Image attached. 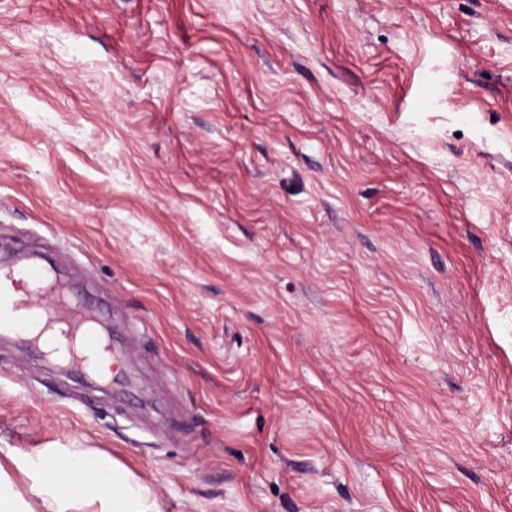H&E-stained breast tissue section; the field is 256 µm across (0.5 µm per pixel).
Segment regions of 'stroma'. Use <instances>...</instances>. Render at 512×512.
I'll return each instance as SVG.
<instances>
[{"instance_id":"obj_1","label":"stroma","mask_w":512,"mask_h":512,"mask_svg":"<svg viewBox=\"0 0 512 512\" xmlns=\"http://www.w3.org/2000/svg\"><path fill=\"white\" fill-rule=\"evenodd\" d=\"M135 410L0 342L6 450L162 512H512V0H0V255ZM1 276L11 280L18 277V280L33 287L21 297L0 293L1 336L17 333L27 335L29 328L42 322L47 329L62 325L64 328H61L60 334L66 341L64 349L56 347L45 350L37 340H33L35 348L50 354H61L73 370L86 376L99 377L111 386L112 393L117 398L121 399L126 395L130 380L123 371L120 372L126 364L125 350L116 345L112 348V354L106 350L103 336L97 328L99 323L96 316L72 301L68 290L57 288L46 268L28 264L14 269H1ZM42 300H47L48 303H43ZM71 334L76 335L73 340ZM101 353L108 354L111 359L100 358L99 368L106 373L111 365L116 368L109 377L98 374L96 359Z\"/></svg>"}]
</instances>
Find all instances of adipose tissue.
<instances>
[{"instance_id":"1","label":"adipose tissue","mask_w":512,"mask_h":512,"mask_svg":"<svg viewBox=\"0 0 512 512\" xmlns=\"http://www.w3.org/2000/svg\"><path fill=\"white\" fill-rule=\"evenodd\" d=\"M8 458L0 465V512H161L151 489L107 454L36 448Z\"/></svg>"}]
</instances>
